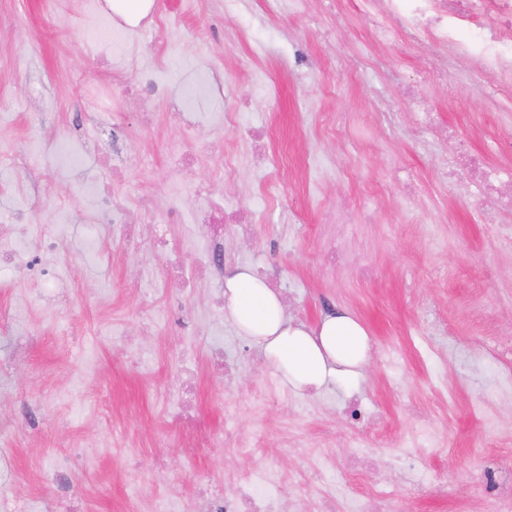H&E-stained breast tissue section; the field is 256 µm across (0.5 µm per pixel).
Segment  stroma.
<instances>
[{
  "instance_id": "1",
  "label": "stroma",
  "mask_w": 512,
  "mask_h": 512,
  "mask_svg": "<svg viewBox=\"0 0 512 512\" xmlns=\"http://www.w3.org/2000/svg\"><path fill=\"white\" fill-rule=\"evenodd\" d=\"M335 2L330 11L324 0H305L299 13L294 0H168L165 27L136 31L126 71L137 82L154 49L173 36L219 31L220 42L208 46L184 42L166 76L174 85L192 68H208L243 106L239 125L196 131L197 140L222 139L236 154L230 174L221 153H203L198 177L216 197L256 214L250 236L227 231L224 274L266 270L290 293L295 321L312 325L327 311L345 310L372 342L362 377L295 393L225 320L212 281L182 294L158 288L154 271L164 254L128 252L112 224L103 225L100 245L89 244L97 202L82 185L107 180L97 159L116 149L128 160L116 193L131 207L139 194H156L159 229L194 279L205 226L163 221L171 197L161 172L167 144L181 132L159 99L148 128L129 114L94 111L84 79L95 20L85 0H0V172L17 186L27 181L32 169L22 158L43 130L86 149L84 167L63 172L25 218L60 233L50 265L56 290H37L18 269L0 274V419L11 424L0 441V503L11 512H150L156 490L181 512H199L198 474L222 496L232 495L243 471L274 466L295 477L301 460L280 446L324 430L346 434L352 421L340 406L353 395L381 419L386 445L376 458L388 460L390 443L409 437L427 467L457 478L453 498L416 500L396 476L406 512H466L477 495L467 473L486 453L479 439L494 454L512 453V395L489 386L512 370V335L495 333L512 326V250L488 232L492 224L512 225V211H491L464 176L444 180L440 160L450 147L433 132L380 120L387 106L412 111L404 87L416 82L424 57L397 38L377 45L352 0ZM478 70L474 60L449 65L441 80L422 85V95L488 162H512V101L492 104V89L471 79ZM245 125L269 133L281 170L276 186L253 168ZM410 168L422 177L415 198L403 190ZM340 196L358 223L349 264L334 268L323 260L318 230ZM430 303L432 323L423 315ZM215 345L237 363L232 388L211 368ZM187 365L197 375L199 412L192 427L177 428L168 414ZM442 381L456 391L447 405L436 398ZM232 397L242 411L230 425L244 435L265 426L267 455L225 447L224 406ZM408 400L446 429L447 447H422ZM71 452L75 470L49 482L46 458Z\"/></svg>"
}]
</instances>
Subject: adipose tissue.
<instances>
[{
	"label": "adipose tissue",
	"mask_w": 512,
	"mask_h": 512,
	"mask_svg": "<svg viewBox=\"0 0 512 512\" xmlns=\"http://www.w3.org/2000/svg\"><path fill=\"white\" fill-rule=\"evenodd\" d=\"M224 295L225 319L260 350L284 388L320 391L360 376L370 359L371 339L349 312L323 314L314 327L294 322L252 269L228 278Z\"/></svg>",
	"instance_id": "ef3b65f1"
}]
</instances>
